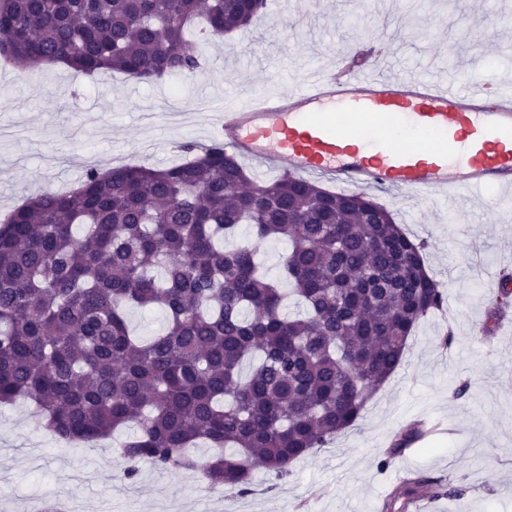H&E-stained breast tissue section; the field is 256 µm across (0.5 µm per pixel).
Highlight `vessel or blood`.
Here are the masks:
<instances>
[{
    "label": "vessel or blood",
    "instance_id": "obj_1",
    "mask_svg": "<svg viewBox=\"0 0 512 512\" xmlns=\"http://www.w3.org/2000/svg\"><path fill=\"white\" fill-rule=\"evenodd\" d=\"M395 48L363 69L314 67L288 90L232 88L217 138L258 171L318 176L347 190L400 191L458 207L512 194V93L453 74L394 76Z\"/></svg>",
    "mask_w": 512,
    "mask_h": 512
}]
</instances>
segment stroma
<instances>
[{
	"label": "stroma",
	"mask_w": 512,
	"mask_h": 512,
	"mask_svg": "<svg viewBox=\"0 0 512 512\" xmlns=\"http://www.w3.org/2000/svg\"><path fill=\"white\" fill-rule=\"evenodd\" d=\"M363 0H291L230 37L202 36L195 81L145 82L121 74L88 77L66 67L0 70V215L28 194L77 185L87 168L178 163L186 144H207V108L226 85L295 74L337 56L369 62L383 41L356 24ZM401 36L398 73L428 64L512 91V0H374ZM465 17L459 36L448 20ZM377 199L424 241L425 265L444 287L443 308L420 321L401 365L368 399L356 424L277 479L255 468L249 493L214 494L199 473L144 463L135 478L110 441L65 445L26 403L0 409V512H29L50 491L83 512H381L400 478L422 473L464 487L454 498H422L427 512H512V307L497 327L488 311L494 276L512 269V201L486 207L470 194L457 215L447 204L394 193ZM451 345H443L444 336ZM468 395L455 397L460 383ZM436 432L389 456L408 424Z\"/></svg>",
	"instance_id": "stroma-1"
}]
</instances>
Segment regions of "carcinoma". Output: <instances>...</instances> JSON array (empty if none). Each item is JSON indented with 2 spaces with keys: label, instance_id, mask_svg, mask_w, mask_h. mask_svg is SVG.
<instances>
[{
  "label": "carcinoma",
  "instance_id": "obj_1",
  "mask_svg": "<svg viewBox=\"0 0 512 512\" xmlns=\"http://www.w3.org/2000/svg\"><path fill=\"white\" fill-rule=\"evenodd\" d=\"M267 0H0V56L18 71L62 61L87 76L192 79L197 20L221 37ZM164 169H87L79 186L42 192L0 221V405L28 400L62 441L132 433L128 463L201 471L249 492L261 465L276 478L361 417L401 365L416 325L445 301L424 244L363 191L338 193L285 175L250 179L218 140ZM243 226L284 238L279 277ZM302 311L287 313L282 285ZM160 306L163 333L142 338L126 312ZM256 361L242 376L246 361ZM421 434L397 435L394 455ZM198 442L214 452L200 460ZM458 496L440 479H405L384 512L423 493Z\"/></svg>",
  "mask_w": 512,
  "mask_h": 512
}]
</instances>
